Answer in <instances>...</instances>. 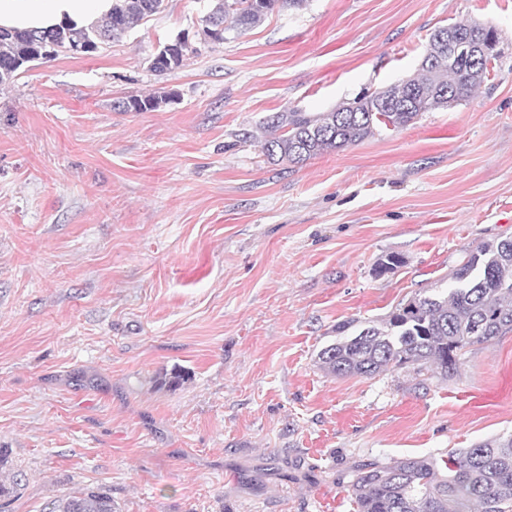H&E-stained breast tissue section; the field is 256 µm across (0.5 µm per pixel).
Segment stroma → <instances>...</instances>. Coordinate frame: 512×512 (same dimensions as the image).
<instances>
[{
	"instance_id": "1",
	"label": "stroma",
	"mask_w": 512,
	"mask_h": 512,
	"mask_svg": "<svg viewBox=\"0 0 512 512\" xmlns=\"http://www.w3.org/2000/svg\"><path fill=\"white\" fill-rule=\"evenodd\" d=\"M211 4L165 0L0 85V447L25 474L9 512L97 487L119 512H355L356 464L512 434V334L448 378L317 365L338 325L449 287L512 235V0H306L220 42ZM467 20L499 33L470 97L267 161V115L411 77L430 33ZM180 35L182 66L153 72ZM388 254L402 264L380 272ZM176 368L188 381L165 386ZM173 97L174 93L171 92L163 95L130 96L114 102L112 107L120 112H145L156 110L162 103L169 102Z\"/></svg>"
}]
</instances>
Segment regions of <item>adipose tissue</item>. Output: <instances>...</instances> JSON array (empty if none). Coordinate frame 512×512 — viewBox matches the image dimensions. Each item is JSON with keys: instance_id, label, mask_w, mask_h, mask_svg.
<instances>
[{"instance_id": "1", "label": "adipose tissue", "mask_w": 512, "mask_h": 512, "mask_svg": "<svg viewBox=\"0 0 512 512\" xmlns=\"http://www.w3.org/2000/svg\"><path fill=\"white\" fill-rule=\"evenodd\" d=\"M113 0H0V28L46 30L64 23L91 24Z\"/></svg>"}]
</instances>
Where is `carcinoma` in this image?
<instances>
[{"label":"carcinoma","mask_w":512,"mask_h":512,"mask_svg":"<svg viewBox=\"0 0 512 512\" xmlns=\"http://www.w3.org/2000/svg\"><path fill=\"white\" fill-rule=\"evenodd\" d=\"M164 0H114L112 12L87 27L64 25L49 30H0V85L12 81L26 65L68 52L83 41L98 52L102 46L134 29L159 12ZM304 0H215L204 27L224 33L245 31L284 9L300 8ZM472 23L438 28L429 37L419 72L410 78L405 97L386 104L387 90L353 100L354 110L338 112H274L262 122L261 148L272 162L302 164L327 151H342L375 134L408 125L421 112L448 106L470 96L490 76L498 53L491 43L497 31L476 42L481 70L469 72L470 55L448 46L437 36L447 31L464 37ZM188 47L172 55L162 48L151 69L158 73L182 65ZM174 93L131 96L112 107L121 112L155 110ZM453 286L430 288L401 304L381 322L354 327V334L324 347L318 363L338 377H372L389 368L431 366L446 377L458 371L463 351L489 344L512 333V237L486 243L468 254L452 273ZM10 450L0 448V509L18 495L22 474L9 464ZM352 495L357 512H512V435L451 451L445 459L408 457L392 463L359 464L353 470ZM45 512H116L112 495L101 488L82 489L50 500Z\"/></svg>","instance_id":"cac0c4a2"}]
</instances>
